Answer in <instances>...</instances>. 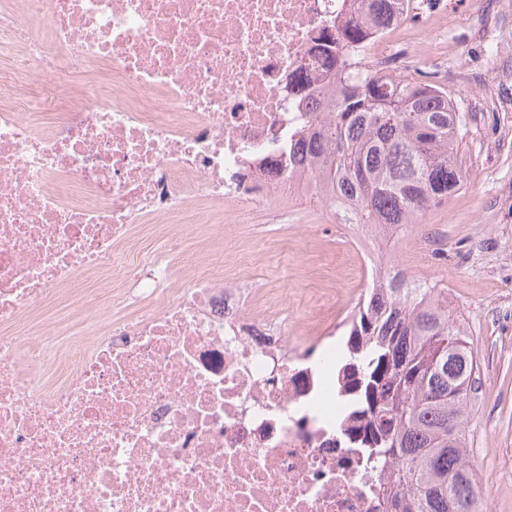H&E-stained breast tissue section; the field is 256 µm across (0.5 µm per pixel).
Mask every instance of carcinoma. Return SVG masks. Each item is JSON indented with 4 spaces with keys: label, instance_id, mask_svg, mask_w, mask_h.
<instances>
[{
    "label": "carcinoma",
    "instance_id": "carcinoma-1",
    "mask_svg": "<svg viewBox=\"0 0 512 512\" xmlns=\"http://www.w3.org/2000/svg\"><path fill=\"white\" fill-rule=\"evenodd\" d=\"M410 0H367L337 36L321 41L336 99L302 134L293 154L313 165L324 204L352 200L355 223L375 231L419 223L464 183L458 147L466 117L444 88L372 71L354 50L394 8ZM350 363L363 382L376 431L372 453L387 471L394 512H486L466 439L468 392L477 360L448 297L405 277L370 289L348 323Z\"/></svg>",
    "mask_w": 512,
    "mask_h": 512
}]
</instances>
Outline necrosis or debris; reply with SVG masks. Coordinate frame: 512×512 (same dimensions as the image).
<instances>
[{
    "mask_svg": "<svg viewBox=\"0 0 512 512\" xmlns=\"http://www.w3.org/2000/svg\"><path fill=\"white\" fill-rule=\"evenodd\" d=\"M346 5L0 0V512H389L335 296L195 247L319 195L284 148Z\"/></svg>",
    "mask_w": 512,
    "mask_h": 512,
    "instance_id": "necrosis-or-debris-1",
    "label": "necrosis or debris"
}]
</instances>
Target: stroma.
<instances>
[{"label": "stroma", "mask_w": 512, "mask_h": 512, "mask_svg": "<svg viewBox=\"0 0 512 512\" xmlns=\"http://www.w3.org/2000/svg\"><path fill=\"white\" fill-rule=\"evenodd\" d=\"M421 24L446 15L452 54L417 60L395 41L383 72L448 89L467 117L458 162L462 188L386 244L385 263L413 281L445 288L479 358L466 427L470 457L489 512H512V47L487 72L483 49L498 28L512 31V0H415ZM353 228L310 196L288 197L282 212L234 225L225 252L251 254L252 271L281 299L311 288L335 291L354 307L366 287L351 273Z\"/></svg>", "instance_id": "35a3bbf8"}]
</instances>
